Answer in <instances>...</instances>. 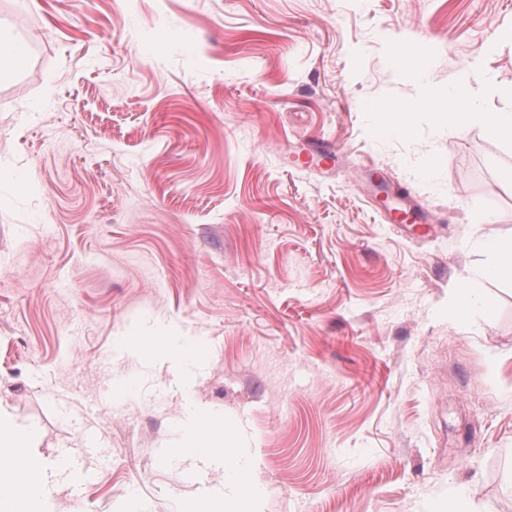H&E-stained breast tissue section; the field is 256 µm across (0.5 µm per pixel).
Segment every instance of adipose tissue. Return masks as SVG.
Listing matches in <instances>:
<instances>
[{"mask_svg":"<svg viewBox=\"0 0 512 512\" xmlns=\"http://www.w3.org/2000/svg\"><path fill=\"white\" fill-rule=\"evenodd\" d=\"M487 53L474 52L460 71L455 96V110L445 104H432L421 99L418 105L390 102L383 106L387 125L406 131L415 107H434L440 122L454 124L458 129L483 125L497 136L512 140V113L473 109L472 104L486 84ZM122 346L144 364L160 359L198 361L204 347L193 342L174 348L170 339L154 329L136 336L121 337ZM33 431L19 429L11 418L0 412V512H47L59 481L80 483L82 474L63 458L34 457L29 447ZM178 454L196 467H220L224 470L225 490L196 502L190 512H253L260 489L250 478L252 459L242 452L233 434L228 433L222 418L205 410H197L185 429Z\"/></svg>","mask_w":512,"mask_h":512,"instance_id":"adipose-tissue-1","label":"adipose tissue"}]
</instances>
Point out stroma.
I'll return each instance as SVG.
<instances>
[{"label": "stroma", "mask_w": 512, "mask_h": 512, "mask_svg": "<svg viewBox=\"0 0 512 512\" xmlns=\"http://www.w3.org/2000/svg\"><path fill=\"white\" fill-rule=\"evenodd\" d=\"M0 40L28 52L0 65V411L86 474L50 512L210 495L223 469L169 454L196 408L256 512H512V279L480 246L512 243V141L381 113L489 43L476 105L512 113V0H0ZM315 137L335 163H296ZM154 324L204 358L118 345Z\"/></svg>", "instance_id": "35a3bbf8"}]
</instances>
